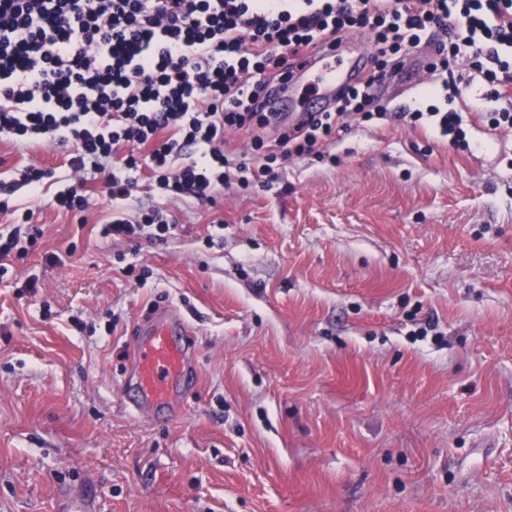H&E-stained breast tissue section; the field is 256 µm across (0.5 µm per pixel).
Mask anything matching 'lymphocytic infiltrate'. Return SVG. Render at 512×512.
<instances>
[{"instance_id":"lymphocytic-infiltrate-1","label":"lymphocytic infiltrate","mask_w":512,"mask_h":512,"mask_svg":"<svg viewBox=\"0 0 512 512\" xmlns=\"http://www.w3.org/2000/svg\"><path fill=\"white\" fill-rule=\"evenodd\" d=\"M374 46L365 78L339 90L334 109L265 136L277 124L264 106L288 86L297 60L337 37ZM427 51L426 109L401 105L414 122L437 121L451 146L469 149L463 117L432 100L449 88L448 69L466 60L487 84L512 67V0H0V139L69 150L65 174L30 164L21 183L38 195L65 182L55 202L70 214L90 206L89 174L108 172L112 199L149 172L169 198L213 203L231 186L264 189L278 158L320 156L347 118L385 116L376 88L405 60ZM250 132L232 146L227 131ZM12 228L0 233V278L37 249L32 209L0 202ZM162 208L113 211L106 239L167 240Z\"/></svg>"}]
</instances>
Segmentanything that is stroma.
Wrapping results in <instances>:
<instances>
[{
  "label": "stroma",
  "instance_id": "1",
  "mask_svg": "<svg viewBox=\"0 0 512 512\" xmlns=\"http://www.w3.org/2000/svg\"><path fill=\"white\" fill-rule=\"evenodd\" d=\"M505 90L455 101L468 152L387 116L212 205L138 175L125 206L165 208L163 242L101 236L103 173L85 226L57 186L28 201L21 169L65 152L0 141V199L44 231L0 280V512H57L89 473L99 512H512V132L486 119ZM159 307L196 350L165 423L125 398Z\"/></svg>",
  "mask_w": 512,
  "mask_h": 512
}]
</instances>
